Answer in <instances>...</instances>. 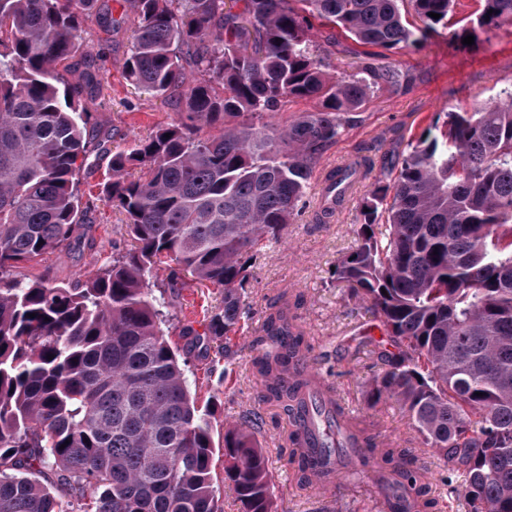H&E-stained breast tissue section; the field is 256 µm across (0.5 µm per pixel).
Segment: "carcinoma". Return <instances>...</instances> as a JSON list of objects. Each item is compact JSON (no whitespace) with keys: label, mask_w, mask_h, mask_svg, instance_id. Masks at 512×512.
<instances>
[{"label":"carcinoma","mask_w":512,"mask_h":512,"mask_svg":"<svg viewBox=\"0 0 512 512\" xmlns=\"http://www.w3.org/2000/svg\"><path fill=\"white\" fill-rule=\"evenodd\" d=\"M478 2L476 23L459 25L455 0H123L129 80L179 112L112 154L106 192L131 248L59 285L13 269L77 234L83 163L97 148L84 94L101 84L80 53L83 24L120 20L100 0H0V512H223L212 413L197 406L164 331L153 270L174 264L171 288L186 273L223 289L207 331L229 341L248 314L251 254L281 240L371 84L410 81L396 68L330 73L315 24L386 50L512 24V0ZM503 95L446 113L401 166L380 171L359 204L358 244L335 271L387 336L370 406L402 404L450 463L465 512H512V90ZM289 98L321 107L282 127L269 121ZM200 124L222 130L200 136ZM361 168L327 173L336 204ZM297 306L282 293L252 341L264 400L289 413L316 379ZM222 451L243 512H277L255 428L225 430ZM377 457L391 488L414 495L412 508L389 512L433 508L428 470L387 446ZM290 460L301 486L312 484L302 449ZM318 475L329 491L340 472L326 461Z\"/></svg>","instance_id":"obj_1"}]
</instances>
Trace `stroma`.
I'll use <instances>...</instances> for the list:
<instances>
[{
    "label": "stroma",
    "instance_id": "1",
    "mask_svg": "<svg viewBox=\"0 0 512 512\" xmlns=\"http://www.w3.org/2000/svg\"><path fill=\"white\" fill-rule=\"evenodd\" d=\"M327 35L323 29L315 39L326 45L336 74H355L367 65L410 71L411 80L398 89L372 88L357 121L324 153L310 180L306 202L282 241L254 253L244 288L253 318L248 329L233 336L229 356L218 355L216 341L205 333V316L221 305L222 289L189 280L170 288V269L162 265L154 272L153 290L166 299L165 326L186 362L192 394L198 404L215 407V441H222L225 427L240 424L246 412L261 414L257 438L270 459L278 512H384L370 472L356 480L339 479L337 488L327 493L301 488L289 462L287 416L279 406L259 398L251 342L269 305L285 290L301 294L303 299L299 314L305 326L309 365L323 376L347 411L373 422L379 439L410 449L418 465L431 472L430 495L442 504V512H464L461 502L448 499L443 482L448 474L446 464L424 444L400 405L390 401L369 407L367 393L384 370L376 347L382 330L366 304L335 286L338 261L357 245V205L372 190L374 176L355 183L330 223H316L314 209L318 186L328 169L348 166L363 155L370 156L378 168L387 163L400 165L409 143L437 117L451 111L469 112L496 100L501 90L512 84V25L481 35L469 46L443 34L417 49H379L371 56L363 55L361 46L342 35L334 44H327ZM131 40L132 27L127 23L107 29L92 19L85 25V45L101 75V88L87 107L93 136L104 149L91 155L82 174L80 190L88 209L71 246L20 265L14 271L18 279L71 283L94 275L130 244L125 214L104 193L109 154L176 118L174 106L138 92L125 78L122 62Z\"/></svg>",
    "mask_w": 512,
    "mask_h": 512
}]
</instances>
